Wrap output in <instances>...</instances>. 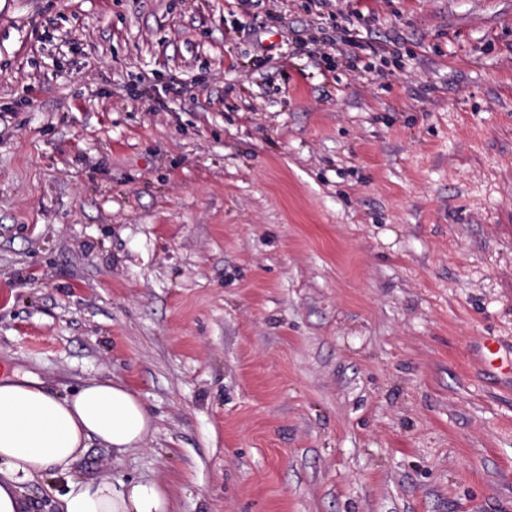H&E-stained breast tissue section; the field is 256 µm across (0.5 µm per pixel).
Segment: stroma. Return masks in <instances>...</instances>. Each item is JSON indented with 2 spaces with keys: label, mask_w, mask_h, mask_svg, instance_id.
Returning <instances> with one entry per match:
<instances>
[{
  "label": "stroma",
  "mask_w": 512,
  "mask_h": 512,
  "mask_svg": "<svg viewBox=\"0 0 512 512\" xmlns=\"http://www.w3.org/2000/svg\"><path fill=\"white\" fill-rule=\"evenodd\" d=\"M490 339L512 358V0H0V374L155 417L76 475L512 512Z\"/></svg>",
  "instance_id": "1"
}]
</instances>
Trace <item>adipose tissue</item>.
<instances>
[{
    "mask_svg": "<svg viewBox=\"0 0 512 512\" xmlns=\"http://www.w3.org/2000/svg\"><path fill=\"white\" fill-rule=\"evenodd\" d=\"M153 429L148 406L121 382L91 379L63 396L24 376L0 377V512H31L23 486L49 475L66 480L60 512H168L156 482L73 474L88 440L122 453Z\"/></svg>",
    "mask_w": 512,
    "mask_h": 512,
    "instance_id": "adipose-tissue-1",
    "label": "adipose tissue"
}]
</instances>
